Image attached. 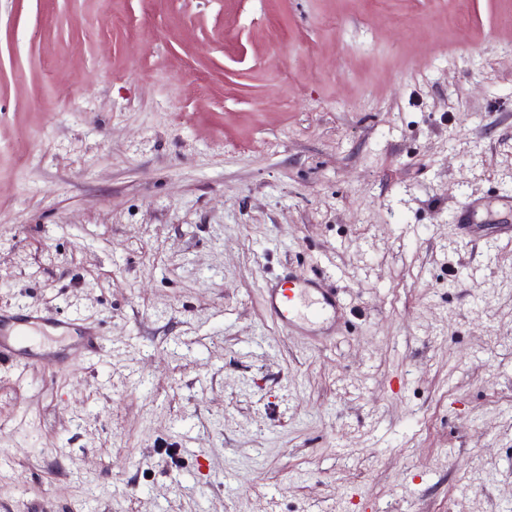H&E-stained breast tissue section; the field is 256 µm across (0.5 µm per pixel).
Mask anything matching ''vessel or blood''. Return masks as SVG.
Segmentation results:
<instances>
[{
	"label": "vessel or blood",
	"mask_w": 512,
	"mask_h": 512,
	"mask_svg": "<svg viewBox=\"0 0 512 512\" xmlns=\"http://www.w3.org/2000/svg\"><path fill=\"white\" fill-rule=\"evenodd\" d=\"M265 303L270 315L284 331L293 333L304 325L332 324L336 321L339 301L333 289L317 278L288 277L268 285ZM52 328L70 337L78 349L89 353L103 350V338L80 318L53 313H16L0 310V362H20L51 367L63 362V353L33 348L31 331Z\"/></svg>",
	"instance_id": "vessel-or-blood-1"
}]
</instances>
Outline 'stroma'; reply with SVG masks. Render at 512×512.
Wrapping results in <instances>:
<instances>
[{
	"instance_id": "stroma-1",
	"label": "stroma",
	"mask_w": 512,
	"mask_h": 512,
	"mask_svg": "<svg viewBox=\"0 0 512 512\" xmlns=\"http://www.w3.org/2000/svg\"><path fill=\"white\" fill-rule=\"evenodd\" d=\"M507 226L512 0H0V512H512ZM265 303L270 315L287 333L306 324L336 323L340 306L336 291L324 288L318 277L279 279L266 288ZM19 327L29 330L27 335L18 332ZM50 327L74 340V348L89 353L103 351V337L86 326L78 317H61L53 313H16L0 310V362H20L25 365L52 367L63 362L67 355L61 352L33 348L29 342L34 330Z\"/></svg>"
}]
</instances>
